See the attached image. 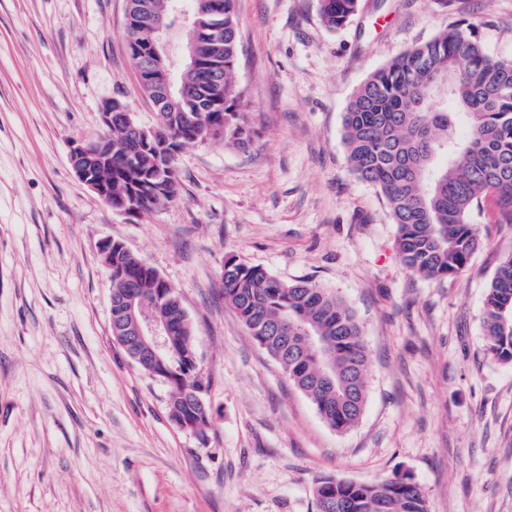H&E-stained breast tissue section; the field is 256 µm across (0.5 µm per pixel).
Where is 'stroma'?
<instances>
[{
    "label": "stroma",
    "mask_w": 512,
    "mask_h": 512,
    "mask_svg": "<svg viewBox=\"0 0 512 512\" xmlns=\"http://www.w3.org/2000/svg\"><path fill=\"white\" fill-rule=\"evenodd\" d=\"M127 0H0V512H318L314 484L410 478L427 512H512V363L486 349V287L512 224L441 282L396 253L384 197L352 171L343 114L375 70L449 24L512 60V0H236L237 84L257 131L176 160L179 194L130 221L81 184L74 141L112 99L158 117L126 40ZM127 246L194 326L210 422L178 428L169 387L112 338L101 241ZM308 279L357 314L360 422L332 429L225 303L226 256ZM320 15L329 27L342 26L358 8V0H320Z\"/></svg>",
    "instance_id": "1"
}]
</instances>
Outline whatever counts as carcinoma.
Segmentation results:
<instances>
[{"label": "carcinoma", "mask_w": 512, "mask_h": 512, "mask_svg": "<svg viewBox=\"0 0 512 512\" xmlns=\"http://www.w3.org/2000/svg\"><path fill=\"white\" fill-rule=\"evenodd\" d=\"M177 22L185 0H141ZM224 8V95H213L206 112L183 116L160 112L154 141H136L114 123L107 136L112 153L97 165L114 204L161 209L178 195L177 176L155 192V178L169 153L207 139L234 147L252 141L248 105L235 80L238 62L236 0ZM330 27L343 25L358 0H320ZM208 63L197 71L171 73L178 83L200 86ZM469 117V133L459 137L452 116ZM343 139L358 179L386 199L397 225V253L420 277L438 282L463 271L481 246L474 212L491 201L499 224H512V60L487 55L475 26L457 21L370 74L355 90L343 116ZM112 335L131 336L134 325L122 316L124 300L136 295L160 302L172 316L170 328L176 387L170 416L200 427L209 417L190 401L195 378L194 326L181 312L177 292L131 251L112 245ZM224 301L254 340L278 359L289 379L335 430L355 427L366 402L369 355L354 310L341 298L306 279L283 282L267 270L224 260ZM483 329L488 351L512 362V250L501 254L484 298ZM316 497H328L334 512H426L420 487L410 481L361 484L336 476L315 481Z\"/></svg>", "instance_id": "1"}]
</instances>
